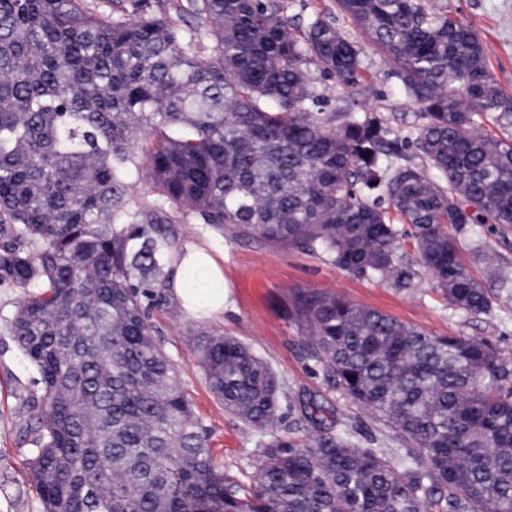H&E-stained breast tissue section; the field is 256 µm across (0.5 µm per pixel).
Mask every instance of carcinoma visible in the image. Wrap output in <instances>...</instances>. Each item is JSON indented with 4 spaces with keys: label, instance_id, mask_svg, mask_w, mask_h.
<instances>
[{
    "label": "carcinoma",
    "instance_id": "obj_1",
    "mask_svg": "<svg viewBox=\"0 0 512 512\" xmlns=\"http://www.w3.org/2000/svg\"><path fill=\"white\" fill-rule=\"evenodd\" d=\"M336 4L413 124L355 112L362 46L320 15L298 37L276 0H188L182 27L167 0H0V286L22 289L4 321L41 388L24 461L41 512H512V360L486 338L296 294L309 358L396 434L389 451L316 402L276 431L270 363L202 337L211 392L262 448L232 475L152 336L147 308L179 251L170 208L396 288L422 268L474 316L512 298V261L465 239L488 224L512 242V100L477 32L448 0ZM311 64L345 90L330 112Z\"/></svg>",
    "mask_w": 512,
    "mask_h": 512
}]
</instances>
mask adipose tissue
Masks as SVG:
<instances>
[{
  "label": "adipose tissue",
  "instance_id": "ef3b65f1",
  "mask_svg": "<svg viewBox=\"0 0 512 512\" xmlns=\"http://www.w3.org/2000/svg\"><path fill=\"white\" fill-rule=\"evenodd\" d=\"M169 293L190 317L222 316L226 305L222 259L204 246L185 245L181 260L172 264Z\"/></svg>",
  "mask_w": 512,
  "mask_h": 512
}]
</instances>
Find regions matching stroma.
I'll use <instances>...</instances> for the list:
<instances>
[{"mask_svg":"<svg viewBox=\"0 0 512 512\" xmlns=\"http://www.w3.org/2000/svg\"><path fill=\"white\" fill-rule=\"evenodd\" d=\"M280 4L297 28H305L310 17L322 14L363 44L365 79L374 92L364 103L365 111L388 123L396 113L413 114V107L402 105L397 83L378 52L367 45L362 31L338 12L336 0H280ZM450 4L458 19L474 27L495 80L512 94V0H450ZM170 218L181 243H200L223 257L229 304L221 319L208 321L189 318L173 301H166L151 312L153 336L177 363L182 385L211 432V448L230 473L254 470L260 454L258 436L226 412L210 392L194 351L195 340L203 332L238 337L268 359L293 404L317 401L347 419L362 439L380 437V427L369 413L328 387L307 357L304 329L291 309L297 290L339 293L436 336L484 337L512 358V300L495 305L490 314L475 317L449 308L426 274L416 279L414 287L402 290L387 282L350 275L316 254L260 247L216 235L204 225L190 223L176 210ZM19 294L16 288H0V512H39L23 461L31 448L24 428L40 388L34 383L33 367L4 322L5 315L14 311Z\"/></svg>","mask_w":512,"mask_h":512,"instance_id":"1","label":"stroma"}]
</instances>
